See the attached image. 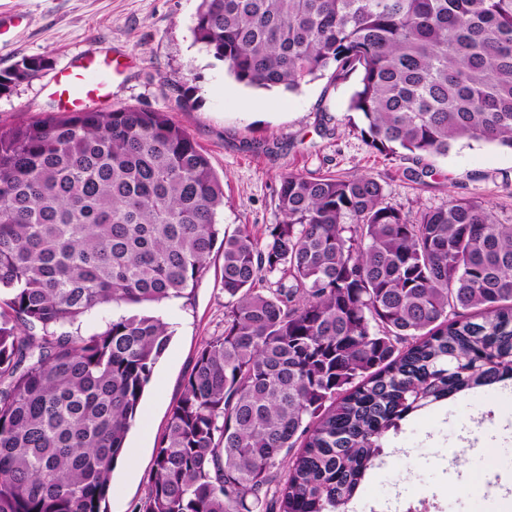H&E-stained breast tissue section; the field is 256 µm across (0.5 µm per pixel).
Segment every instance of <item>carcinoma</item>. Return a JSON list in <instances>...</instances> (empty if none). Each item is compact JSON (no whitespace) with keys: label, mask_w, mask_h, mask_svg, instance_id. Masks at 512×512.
I'll list each match as a JSON object with an SVG mask.
<instances>
[{"label":"carcinoma","mask_w":512,"mask_h":512,"mask_svg":"<svg viewBox=\"0 0 512 512\" xmlns=\"http://www.w3.org/2000/svg\"><path fill=\"white\" fill-rule=\"evenodd\" d=\"M235 80L359 74L377 152L512 149V0H201ZM49 66L24 58L0 93ZM224 187L166 113L0 128V512H107L168 325L105 307L187 296L215 247L224 335L203 342L139 512H342L400 421L512 379V224L450 197L410 217L367 174L282 177V220L218 239ZM277 280L269 282V277Z\"/></svg>","instance_id":"carcinoma-1"}]
</instances>
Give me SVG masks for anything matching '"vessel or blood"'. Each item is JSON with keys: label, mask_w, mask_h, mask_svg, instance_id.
Returning a JSON list of instances; mask_svg holds the SVG:
<instances>
[{"label": "vessel or blood", "mask_w": 512, "mask_h": 512, "mask_svg": "<svg viewBox=\"0 0 512 512\" xmlns=\"http://www.w3.org/2000/svg\"><path fill=\"white\" fill-rule=\"evenodd\" d=\"M118 58L89 49L70 61L50 80V90L72 111L80 112L95 99L104 97L107 74L118 73Z\"/></svg>", "instance_id": "obj_1"}]
</instances>
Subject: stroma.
Returning a JSON list of instances; mask_svg holds the SVG:
<instances>
[{"instance_id":"obj_1","label":"stroma","mask_w":512,"mask_h":512,"mask_svg":"<svg viewBox=\"0 0 512 512\" xmlns=\"http://www.w3.org/2000/svg\"><path fill=\"white\" fill-rule=\"evenodd\" d=\"M201 0H0V70L29 56H45L48 69L0 94V125L13 126L58 111L47 84L72 56L90 48L118 56L125 67L114 77L99 109L136 106L168 113L224 178V207L217 220L226 234L249 225L258 235L280 223L278 190L283 175L367 173L381 183L386 202L416 215L447 204L449 197L482 201L497 219L512 224V150L481 142L456 143L447 156L421 163L385 156L361 135L360 113L349 99L359 81L321 77L299 91L251 89L230 76L222 61L192 34ZM222 252L189 297L149 306L172 331L112 472L108 512H138L148 493L158 443L172 406L202 343L224 333L226 299L220 285ZM496 448V473L472 462V477L485 490L459 498L448 455L458 448L463 422ZM411 475L402 483L398 470ZM430 493L428 512H504L512 495V385L471 392L402 421L384 442L380 465L346 512H406Z\"/></svg>"}]
</instances>
